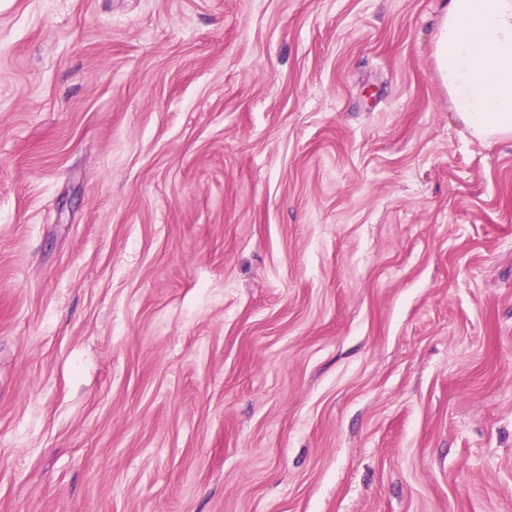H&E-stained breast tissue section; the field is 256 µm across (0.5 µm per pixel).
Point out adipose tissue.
<instances>
[{
    "label": "adipose tissue",
    "mask_w": 512,
    "mask_h": 512,
    "mask_svg": "<svg viewBox=\"0 0 512 512\" xmlns=\"http://www.w3.org/2000/svg\"><path fill=\"white\" fill-rule=\"evenodd\" d=\"M434 59L456 121L488 146L512 141V0H446Z\"/></svg>",
    "instance_id": "ef3b65f1"
}]
</instances>
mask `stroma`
I'll return each mask as SVG.
<instances>
[{"mask_svg":"<svg viewBox=\"0 0 512 512\" xmlns=\"http://www.w3.org/2000/svg\"><path fill=\"white\" fill-rule=\"evenodd\" d=\"M442 3L0 0V512H512Z\"/></svg>","mask_w":512,"mask_h":512,"instance_id":"1","label":"stroma"}]
</instances>
